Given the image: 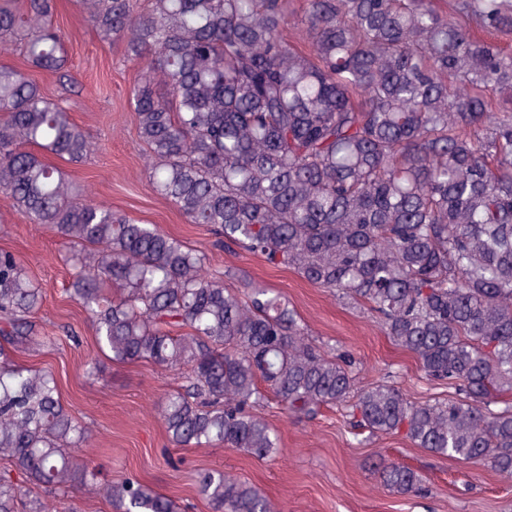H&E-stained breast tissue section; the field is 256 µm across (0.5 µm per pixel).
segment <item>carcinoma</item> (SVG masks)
<instances>
[{
    "mask_svg": "<svg viewBox=\"0 0 512 512\" xmlns=\"http://www.w3.org/2000/svg\"><path fill=\"white\" fill-rule=\"evenodd\" d=\"M137 66L129 105L152 191L224 247L294 272L373 321L422 378L419 401L312 337L288 299L96 200L71 165L100 150L70 116L81 83L57 0H0V190L68 248L67 292L112 362L178 383L158 411L179 447L257 459L278 437L259 409L335 408L356 436H401L512 480V0H79ZM48 72L52 100L35 76ZM43 290L0 250V512H61L94 485L116 512H177L133 478L101 482L93 430L55 374L14 354L58 337ZM381 484L424 488L380 458ZM211 512H277L258 488L204 469Z\"/></svg>",
    "mask_w": 512,
    "mask_h": 512,
    "instance_id": "carcinoma-1",
    "label": "carcinoma"
}]
</instances>
